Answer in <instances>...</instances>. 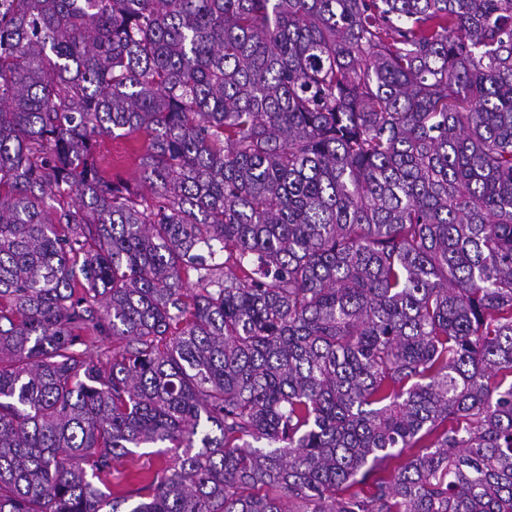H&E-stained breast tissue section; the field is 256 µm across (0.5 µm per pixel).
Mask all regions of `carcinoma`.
I'll return each instance as SVG.
<instances>
[{
	"label": "carcinoma",
	"mask_w": 512,
	"mask_h": 512,
	"mask_svg": "<svg viewBox=\"0 0 512 512\" xmlns=\"http://www.w3.org/2000/svg\"><path fill=\"white\" fill-rule=\"evenodd\" d=\"M509 376L512 0H0V512H512ZM141 143L131 137H104L99 146V162L106 176L134 182L140 174ZM158 449L165 448H137L135 451L137 454L134 456V462L130 461V458H122L114 462V468L112 469V477L110 479L112 484H115L119 478L122 481V485H125L123 477L130 473H147L159 470L161 467L166 466L172 461V453H157Z\"/></svg>",
	"instance_id": "cac0c4a2"
}]
</instances>
